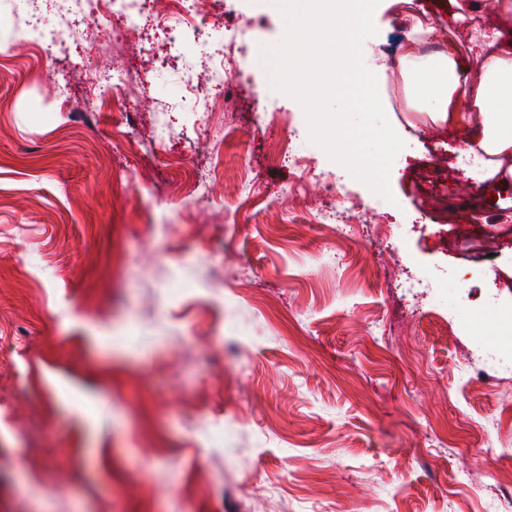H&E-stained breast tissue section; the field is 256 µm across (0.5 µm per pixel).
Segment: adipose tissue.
<instances>
[{
    "instance_id": "1",
    "label": "adipose tissue",
    "mask_w": 512,
    "mask_h": 512,
    "mask_svg": "<svg viewBox=\"0 0 512 512\" xmlns=\"http://www.w3.org/2000/svg\"><path fill=\"white\" fill-rule=\"evenodd\" d=\"M478 0H458L460 27L444 48L400 60L407 104L464 132L482 151L481 182L512 187V36L474 19Z\"/></svg>"
}]
</instances>
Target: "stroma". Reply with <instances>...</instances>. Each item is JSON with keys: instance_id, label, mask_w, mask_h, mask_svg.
Masks as SVG:
<instances>
[{"instance_id": "1", "label": "stroma", "mask_w": 512, "mask_h": 512, "mask_svg": "<svg viewBox=\"0 0 512 512\" xmlns=\"http://www.w3.org/2000/svg\"><path fill=\"white\" fill-rule=\"evenodd\" d=\"M450 8L373 15L405 143L389 202L271 90L259 51L285 23L259 0H210L186 32L161 9L182 35L128 36L140 78L105 91L120 112H77L67 47L0 46V512H512V193L436 194L475 159L398 106L415 13L444 32ZM230 39L232 109L179 111L182 71L206 79ZM227 125L222 175L185 204Z\"/></svg>"}]
</instances>
